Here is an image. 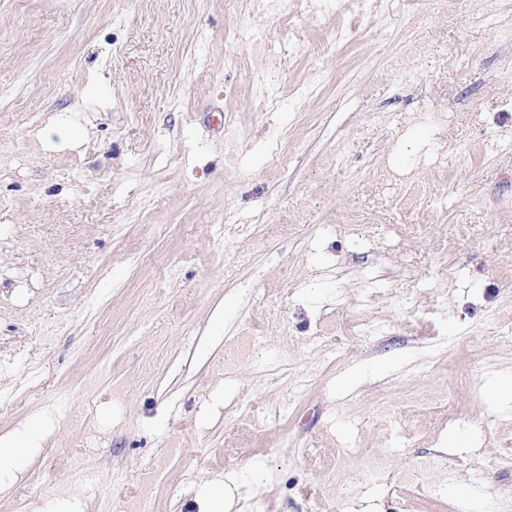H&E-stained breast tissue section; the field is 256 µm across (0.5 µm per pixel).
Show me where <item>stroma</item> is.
<instances>
[{"label": "stroma", "instance_id": "stroma-1", "mask_svg": "<svg viewBox=\"0 0 512 512\" xmlns=\"http://www.w3.org/2000/svg\"><path fill=\"white\" fill-rule=\"evenodd\" d=\"M506 23L0 0V512L512 503ZM37 423H32L24 434L0 437V470L11 469L17 465L28 448H32L39 438Z\"/></svg>", "mask_w": 512, "mask_h": 512}]
</instances>
